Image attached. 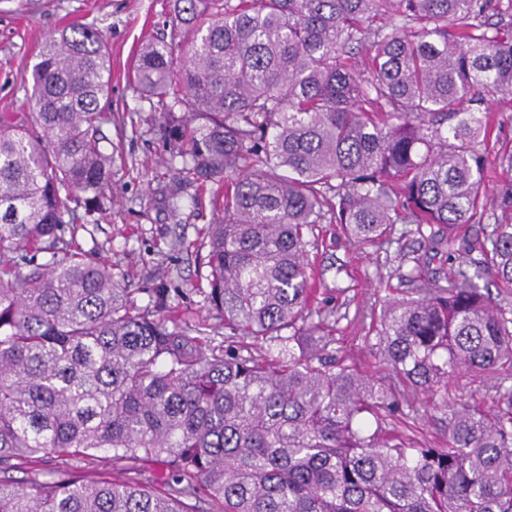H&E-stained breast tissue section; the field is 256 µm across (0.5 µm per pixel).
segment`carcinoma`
Masks as SVG:
<instances>
[{"mask_svg":"<svg viewBox=\"0 0 512 512\" xmlns=\"http://www.w3.org/2000/svg\"><path fill=\"white\" fill-rule=\"evenodd\" d=\"M133 63L160 115L164 163L209 185L204 300L215 326L179 314L161 283L138 302L64 227L102 209L112 155L100 127L112 69L93 25L50 34L31 112L0 115V512H512V141L489 149L486 97L512 92V0H171ZM508 181L493 203L491 170ZM445 237L478 257L383 305L364 341L378 385L329 347L309 310L315 225L356 246L392 226L481 224ZM290 331L285 336L282 331ZM499 374L503 407L448 401L458 374ZM424 394L446 444L399 432ZM110 453V480L75 461ZM159 463L163 486L140 481Z\"/></svg>","mask_w":512,"mask_h":512,"instance_id":"cac0c4a2","label":"carcinoma"}]
</instances>
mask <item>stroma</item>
<instances>
[{"instance_id": "35a3bbf8", "label": "stroma", "mask_w": 512, "mask_h": 512, "mask_svg": "<svg viewBox=\"0 0 512 512\" xmlns=\"http://www.w3.org/2000/svg\"><path fill=\"white\" fill-rule=\"evenodd\" d=\"M168 9V0H0V113L28 111L31 70L51 32L72 23L101 29L112 62V120L102 127L112 155V195L98 222L80 229L76 242L88 257L127 276L139 300H146V288L165 274L178 290L181 308L204 317L208 308L202 289L210 272L206 230L216 214L208 191L194 184L184 187L179 208L169 204L167 188L175 175L161 161L158 115L139 97L132 79L140 42L168 33ZM431 233L428 227L419 233L414 225L398 224L391 243L360 248L343 237L338 225L315 228L313 308L333 326L334 353L383 383L390 375L364 337L382 304L410 291L399 271L420 260L443 277L463 261L461 255L431 250ZM498 381L493 374L461 375L449 380L448 397L473 395L493 411L500 403Z\"/></svg>"}]
</instances>
